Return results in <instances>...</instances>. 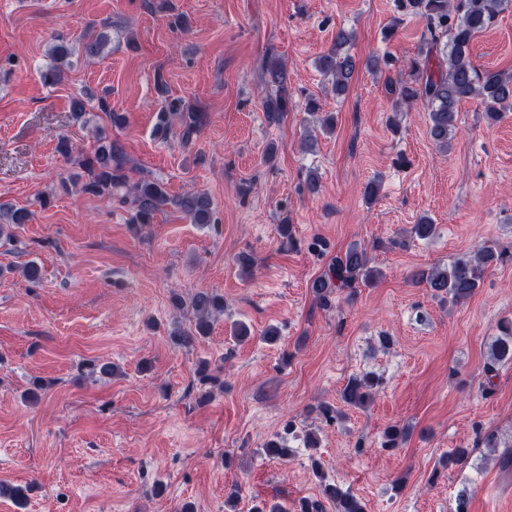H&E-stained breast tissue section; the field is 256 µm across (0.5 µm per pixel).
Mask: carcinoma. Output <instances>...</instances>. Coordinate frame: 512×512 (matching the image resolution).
Listing matches in <instances>:
<instances>
[{
    "instance_id": "obj_1",
    "label": "carcinoma",
    "mask_w": 512,
    "mask_h": 512,
    "mask_svg": "<svg viewBox=\"0 0 512 512\" xmlns=\"http://www.w3.org/2000/svg\"><path fill=\"white\" fill-rule=\"evenodd\" d=\"M512 0H400L399 8L426 21L430 39L419 47V59L411 62L417 77L401 84L398 101L411 104L424 100L429 108V135L441 148H448L450 135L455 129L458 107L465 100H476L486 117L497 120L501 113L512 111V71L478 70L470 54L475 36L489 28ZM447 38L446 52L439 58L437 68L430 67L432 56L438 53L441 38ZM352 35L343 29L336 32L331 51L319 60V69L331 77L336 92L346 90L356 69V58L347 50ZM108 36L100 33L85 38L83 49L88 57L98 56L106 47ZM72 54V45L60 38L50 50V63L40 72L46 86H55L65 79V58ZM268 81L278 86L277 94L265 102L269 117L278 120L288 112V91L285 87L283 63L270 56L264 65ZM156 91L164 98V106L157 112L155 133L168 136L173 126H179L183 144H189L208 122V113L194 107H185L178 99H166L168 89L163 79L156 82ZM128 160L120 144L106 136H99L93 151L78 161L84 172L82 192L95 197L131 201L129 223L141 229L153 223L154 215L169 202L164 184L158 180L143 179L129 183ZM195 224H209L213 219V204L203 192L186 194L175 201ZM28 212L0 203V237L12 238L11 228L26 223ZM512 262V249H499L494 243H484L473 252L456 259L448 268H436L428 274L418 273L414 278L452 302L470 298L484 275L494 263ZM380 272L368 266L367 256L357 247L349 248L336 258L328 272L313 282L315 295L324 299L327 289L353 288L357 283L369 284L377 280ZM196 320L186 330L174 334L176 345L190 348L210 333L209 319L224 312V296L214 291H199L191 302ZM512 362V318L504 317L497 323V334L491 345L489 362L485 369L493 372L498 365ZM375 380L368 376H355L345 385L342 398L354 406H363L369 400ZM406 440V432L391 426L384 432L383 447L397 448ZM322 499L304 498L296 512H324V502L333 505L335 512H366L364 504L350 491L335 483L321 486Z\"/></svg>"
}]
</instances>
